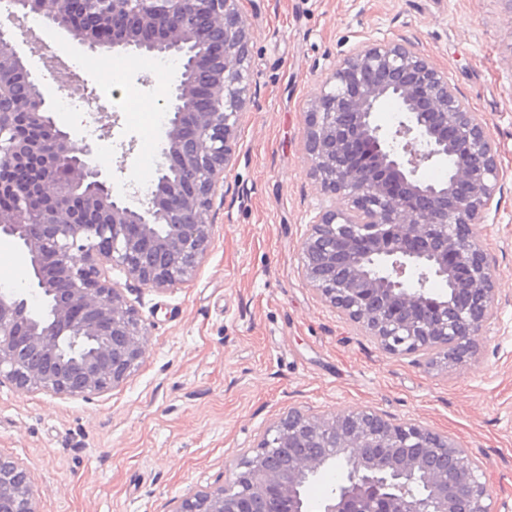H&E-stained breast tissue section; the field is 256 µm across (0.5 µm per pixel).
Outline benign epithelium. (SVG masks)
<instances>
[{
	"label": "benign epithelium",
	"instance_id": "obj_1",
	"mask_svg": "<svg viewBox=\"0 0 512 512\" xmlns=\"http://www.w3.org/2000/svg\"><path fill=\"white\" fill-rule=\"evenodd\" d=\"M239 0H8L12 16L49 23L79 9L73 30L90 49L181 58L166 109L164 173L146 203L112 194L94 147L76 145L50 110L32 61L0 30V235L27 259L24 292L0 290V385L88 399L123 384L148 328L106 276L119 268L147 288L181 285L211 241L248 104L250 33ZM112 37H104L106 22ZM204 91L207 107H196ZM400 105L393 127L375 113ZM309 175L349 207L320 209L301 242L319 297L396 357L427 367L475 353L497 304V277L474 228L497 191V148L447 73L407 41L369 43L338 60L304 112ZM448 162L431 183L422 165ZM341 463L320 512H492L480 462L444 433L393 422L373 407L325 416L299 407L270 425L229 466L225 483L175 501L171 512H308L306 486ZM0 512H39L31 472L0 457Z\"/></svg>",
	"mask_w": 512,
	"mask_h": 512
}]
</instances>
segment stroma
Instances as JSON below:
<instances>
[{
	"label": "stroma",
	"mask_w": 512,
	"mask_h": 512,
	"mask_svg": "<svg viewBox=\"0 0 512 512\" xmlns=\"http://www.w3.org/2000/svg\"><path fill=\"white\" fill-rule=\"evenodd\" d=\"M249 26L250 106L237 133L214 228L194 276L138 288L109 270L146 321V353L120 386L89 399L0 386V456L28 467L39 512H169L224 483L288 407L321 414L374 407L449 434L478 460L494 512H512V0H240ZM407 40L447 73L485 123L501 190L477 231L500 288L494 316L462 365L394 357L324 303L302 273L301 242L324 197L309 178L303 114L345 54ZM84 74L119 115L98 143L115 194L157 184L158 112L178 57L108 54ZM133 143L123 155L120 142Z\"/></svg>",
	"instance_id": "1"
}]
</instances>
